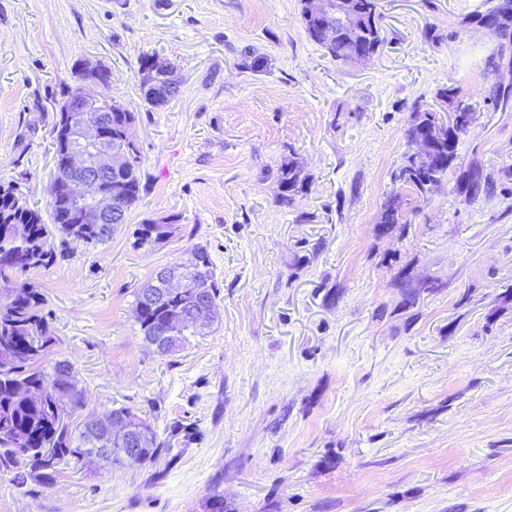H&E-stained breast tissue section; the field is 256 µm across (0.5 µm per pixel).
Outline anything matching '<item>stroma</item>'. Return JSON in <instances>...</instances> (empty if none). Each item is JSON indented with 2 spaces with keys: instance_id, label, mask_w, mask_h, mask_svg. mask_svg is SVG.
<instances>
[{
  "instance_id": "obj_1",
  "label": "stroma",
  "mask_w": 512,
  "mask_h": 512,
  "mask_svg": "<svg viewBox=\"0 0 512 512\" xmlns=\"http://www.w3.org/2000/svg\"><path fill=\"white\" fill-rule=\"evenodd\" d=\"M384 45L326 55L301 0H0V181L45 207L50 129L77 62L137 114L147 193L105 244L28 274L98 413L125 405L169 441L153 466L0 476V512H512V49L496 0H377ZM181 92L147 109L138 60ZM263 59L255 67L254 59ZM477 101L427 197L394 183L414 106ZM305 181L290 205L277 171ZM482 176L478 194L459 187ZM400 195L402 224L381 221ZM169 238L132 245L144 218ZM206 246L220 315L172 357L134 293ZM277 177L281 188L280 201L289 205L293 196L304 187V179L301 178V169L295 157H288V160L279 166Z\"/></svg>"
}]
</instances>
